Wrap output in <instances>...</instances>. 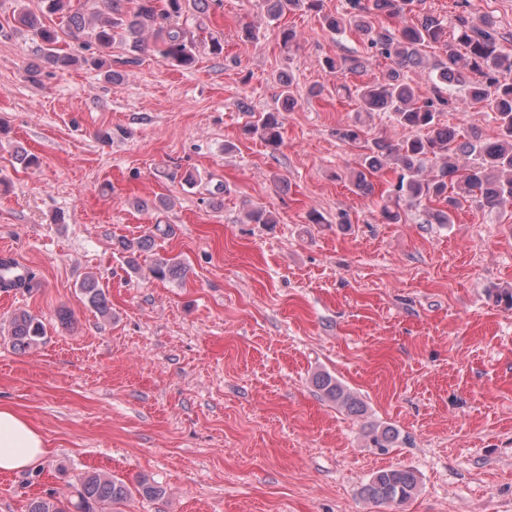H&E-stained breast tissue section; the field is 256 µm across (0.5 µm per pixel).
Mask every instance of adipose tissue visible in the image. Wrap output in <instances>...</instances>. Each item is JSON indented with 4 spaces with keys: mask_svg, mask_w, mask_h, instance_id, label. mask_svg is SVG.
<instances>
[{
    "mask_svg": "<svg viewBox=\"0 0 512 512\" xmlns=\"http://www.w3.org/2000/svg\"><path fill=\"white\" fill-rule=\"evenodd\" d=\"M44 453L41 433L13 410L0 408V473L26 469Z\"/></svg>",
    "mask_w": 512,
    "mask_h": 512,
    "instance_id": "1",
    "label": "adipose tissue"
}]
</instances>
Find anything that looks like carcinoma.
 I'll use <instances>...</instances> for the list:
<instances>
[{"label":"carcinoma","mask_w":512,"mask_h":512,"mask_svg":"<svg viewBox=\"0 0 512 512\" xmlns=\"http://www.w3.org/2000/svg\"><path fill=\"white\" fill-rule=\"evenodd\" d=\"M47 12L65 22L68 33L90 34L103 48L114 43L132 54L134 63L148 41L158 48L163 59L178 67H190L196 60L198 45L187 38L180 20L185 13L205 14L209 0H44ZM415 0H346L345 13L323 16L326 28L341 34L348 26L363 32L368 59L390 61L386 74L361 82L355 88L362 112H387L401 128L403 135L396 142L378 137L363 143L361 168L351 176L353 186L372 190L369 176L392 164L397 173L395 197L406 196L415 202L444 203L446 207L429 212L438 224L453 223V212L462 203L474 201L487 210H499L512 204V52L501 43L492 22L464 10L455 16V43L448 44V28L430 16L402 27H390L375 18H393L413 11ZM267 16L273 20L286 13L304 11L320 14L323 0H262ZM17 27L27 31L44 46V62L59 68L78 60L61 55L55 45L58 30L45 25L42 17L24 8L15 17ZM439 45L446 58L427 64L423 49ZM331 70L358 74L365 61L357 58H328ZM428 70L432 96L420 99L405 72ZM291 80L283 81L282 108L264 112L248 133L257 134L272 149L280 145L282 111L294 105L287 91ZM461 87L466 96L493 114L498 125L497 138L488 143L478 130L443 125L439 116L453 106L451 88ZM474 156V162L460 167L453 156L457 153ZM434 170L424 175L426 163ZM251 224H275L272 211L261 205L247 212ZM186 267L175 258H159L150 268L158 279L184 275ZM81 291L89 305L101 314L109 313L104 292L94 279L85 280ZM46 336L44 323L28 312H20L11 322L14 345L26 350ZM325 397L350 412L361 411V403L329 374L315 377ZM418 489V477L410 469H386L375 473L363 488V495L375 504L403 503ZM76 501L67 507L53 497L31 501L28 512H101L105 504L118 505L131 497V489L122 481L100 472H87L78 479Z\"/></svg>","instance_id":"1"}]
</instances>
